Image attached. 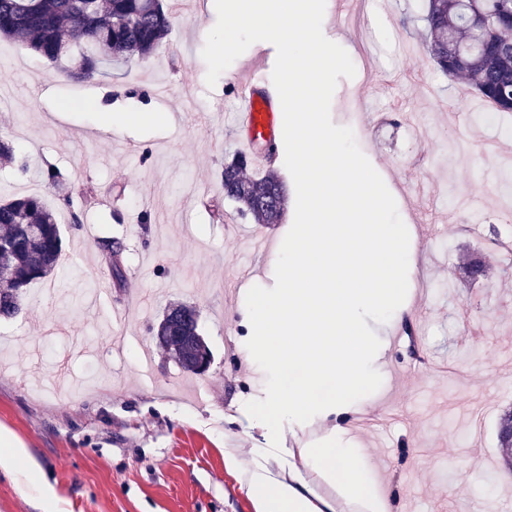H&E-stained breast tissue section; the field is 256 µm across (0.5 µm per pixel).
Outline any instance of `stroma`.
<instances>
[{
  "label": "stroma",
  "instance_id": "obj_1",
  "mask_svg": "<svg viewBox=\"0 0 512 512\" xmlns=\"http://www.w3.org/2000/svg\"><path fill=\"white\" fill-rule=\"evenodd\" d=\"M166 2L174 23L150 60L92 82L65 80L24 45L0 40V67L15 75L0 104V133L14 146L13 161L0 163V187L40 196L66 238L55 294L30 289L24 313L0 320V429L22 448L18 473L0 471V512H260L231 453L288 467L300 448L330 436L317 421L270 431L258 422L259 402L281 380L255 346L244 309L254 289L279 286L281 253L247 261L240 241L262 229L225 199L221 182L238 149L232 83L258 70L280 83L283 49L268 42L270 64L262 66L258 26L242 28L209 0ZM362 2L387 50L379 64L353 29L336 31V0H315L317 38L352 49L323 92L322 119L341 126L347 148L397 189L395 221L438 233L417 241L422 324L385 344L373 384L355 401L358 415H376L394 372L405 374L386 440L349 428L340 440L367 483H393L409 512H481L486 500L512 499L496 439L498 416L512 406V113L500 128L477 122L456 102L465 84L425 51L397 53V43L421 41L419 0ZM222 51L227 58L215 66ZM360 90L374 108L355 124ZM102 105L172 120L104 131ZM408 106L420 124L401 120ZM292 148L285 141L270 165L288 188L283 219L262 230L281 244L302 221V188L281 162ZM51 167L60 183L46 179ZM462 192L483 198L481 218L453 210ZM212 199L224 204L223 223L204 206ZM146 210L152 223L140 221ZM106 237L125 246L121 292L95 247ZM494 238L503 246L489 284L470 285L464 262ZM175 302L199 312L214 357L206 374L184 372L155 341ZM468 323L481 334L467 337ZM141 345L154 363L149 378L137 363ZM62 365L85 381L82 395L36 388Z\"/></svg>",
  "mask_w": 512,
  "mask_h": 512
}]
</instances>
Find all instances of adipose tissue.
I'll return each instance as SVG.
<instances>
[{
  "label": "adipose tissue",
  "mask_w": 512,
  "mask_h": 512,
  "mask_svg": "<svg viewBox=\"0 0 512 512\" xmlns=\"http://www.w3.org/2000/svg\"><path fill=\"white\" fill-rule=\"evenodd\" d=\"M311 0H235L242 21H259L284 48L283 80L294 114L295 147L287 158L307 195L306 223L282 250L280 288L253 297L245 313L256 344L275 369L294 370L287 390L266 399L262 421L315 415L340 420L372 383L379 357L364 319L403 313L417 276L411 225L396 224L389 191L371 180L356 154L342 148V128L322 123L317 107L342 61L335 46L314 37ZM301 467L277 469L246 459L238 465L262 512H354L373 494L350 451L338 445L303 448ZM331 484L335 495L318 493Z\"/></svg>",
  "instance_id": "obj_1"
}]
</instances>
